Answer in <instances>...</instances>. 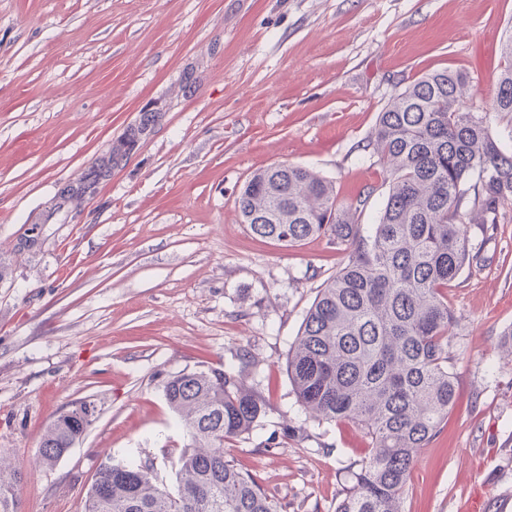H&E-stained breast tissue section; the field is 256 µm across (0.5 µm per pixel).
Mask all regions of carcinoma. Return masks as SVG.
<instances>
[{
  "instance_id": "cac0c4a2",
  "label": "carcinoma",
  "mask_w": 512,
  "mask_h": 512,
  "mask_svg": "<svg viewBox=\"0 0 512 512\" xmlns=\"http://www.w3.org/2000/svg\"><path fill=\"white\" fill-rule=\"evenodd\" d=\"M492 109L512 114V33ZM468 74L436 71L395 94L378 116L372 145L389 191L364 234L365 201L341 204L332 182L293 164L255 172L236 200L263 240L295 246L325 237L343 266L318 290L288 350L297 401L319 421L360 426L371 448L335 512H403L411 472L456 399L450 371L448 285L477 255L469 229L512 217V151L467 96ZM164 397L189 443L176 456L177 488L136 459L98 470L84 512H279L256 477L237 469L224 443L248 434L266 401L243 371L196 370L165 383ZM81 400L42 434L37 459L52 467L95 420ZM23 473L0 458V512H18Z\"/></svg>"
}]
</instances>
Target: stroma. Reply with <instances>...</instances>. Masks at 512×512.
<instances>
[{
	"mask_svg": "<svg viewBox=\"0 0 512 512\" xmlns=\"http://www.w3.org/2000/svg\"><path fill=\"white\" fill-rule=\"evenodd\" d=\"M512 0H0V455L25 479L19 512H83L102 462L153 461L187 437L164 399L174 375L244 370L268 404L225 455L281 512H335L368 454L357 425L299 405L288 349L343 264L327 239L286 248L241 224L236 198L291 163L365 198L388 188L369 145L392 96L440 70L504 138L490 101ZM158 113L78 224H46L59 189ZM477 262L449 285L458 401L408 482L405 512H512V223L472 226ZM100 413L52 468L48 423ZM276 448H268L267 439Z\"/></svg>",
	"mask_w": 512,
	"mask_h": 512,
	"instance_id": "35a3bbf8",
	"label": "stroma"
}]
</instances>
